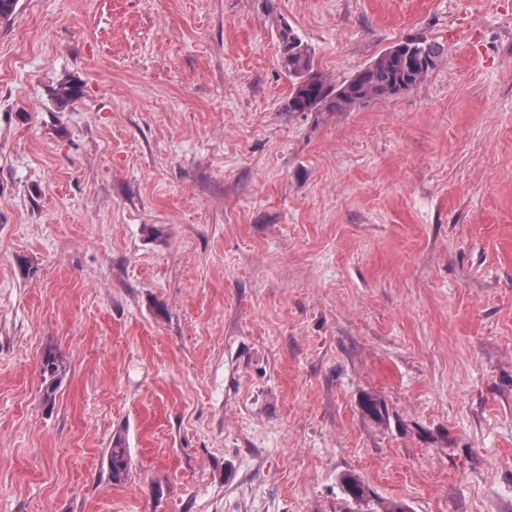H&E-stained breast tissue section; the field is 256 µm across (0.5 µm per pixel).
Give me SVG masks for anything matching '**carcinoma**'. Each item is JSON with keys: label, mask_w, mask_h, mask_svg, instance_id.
Instances as JSON below:
<instances>
[{"label": "carcinoma", "mask_w": 512, "mask_h": 512, "mask_svg": "<svg viewBox=\"0 0 512 512\" xmlns=\"http://www.w3.org/2000/svg\"><path fill=\"white\" fill-rule=\"evenodd\" d=\"M282 66L295 79L284 104L287 112H346L357 106V101L368 103L375 99H389L415 88L434 69L439 55L438 47L423 38L401 42L380 54L365 68L340 84L332 85L312 71L311 56L301 39L289 45L288 28L278 29ZM43 380L42 401L49 405L65 375L60 355L46 351L41 359ZM129 451L117 441L108 450L109 476L113 483L125 480L129 470ZM345 492L358 501L366 495L364 482L354 474L342 477Z\"/></svg>", "instance_id": "1"}]
</instances>
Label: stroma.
<instances>
[{
	"instance_id": "35a3bbf8",
	"label": "stroma",
	"mask_w": 512,
	"mask_h": 512,
	"mask_svg": "<svg viewBox=\"0 0 512 512\" xmlns=\"http://www.w3.org/2000/svg\"><path fill=\"white\" fill-rule=\"evenodd\" d=\"M283 23L334 85L409 38L441 56L404 95L290 114ZM49 349L67 367L50 406ZM393 501L512 512V7L18 0L0 512ZM129 451L116 441L108 450L109 476L113 483L119 484L125 480L129 470Z\"/></svg>"
}]
</instances>
